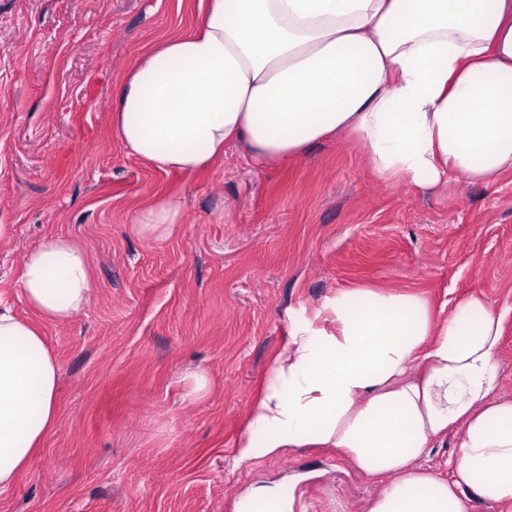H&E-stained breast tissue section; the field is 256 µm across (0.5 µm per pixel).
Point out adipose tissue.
Segmentation results:
<instances>
[{
    "label": "adipose tissue",
    "mask_w": 512,
    "mask_h": 512,
    "mask_svg": "<svg viewBox=\"0 0 512 512\" xmlns=\"http://www.w3.org/2000/svg\"><path fill=\"white\" fill-rule=\"evenodd\" d=\"M123 149L194 175L229 146L263 167L351 137L380 180L414 190L512 175V0H205L185 35L148 45L112 103ZM174 196L133 233L171 238ZM23 296L64 324L89 304L86 248L47 234L26 252ZM503 312L482 295L450 314L408 290L342 288L300 310L252 401L232 458L333 448L384 481L366 512H469L464 487L512 502V400L499 394ZM59 365L38 328L0 308V488L57 426ZM459 437L453 477L423 461ZM303 475L247 488L234 512H297Z\"/></svg>",
    "instance_id": "adipose-tissue-1"
}]
</instances>
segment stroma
Returning a JSON list of instances; mask_svg holds the SVG:
<instances>
[{
	"instance_id": "obj_1",
	"label": "stroma",
	"mask_w": 512,
	"mask_h": 512,
	"mask_svg": "<svg viewBox=\"0 0 512 512\" xmlns=\"http://www.w3.org/2000/svg\"><path fill=\"white\" fill-rule=\"evenodd\" d=\"M200 0H0V302L57 359L59 424L0 512H234L250 484L292 472L305 512H365L380 485L333 450L232 466L254 392L293 315L341 288L412 287L453 309L504 311L497 355L512 399V176L493 186H388L363 146H313L279 168L241 147L193 177L127 155L112 91L138 53L188 32ZM185 220L166 241L130 224L153 196ZM81 242L90 305L40 320L19 274L43 235ZM211 380L201 399L183 377Z\"/></svg>"
}]
</instances>
